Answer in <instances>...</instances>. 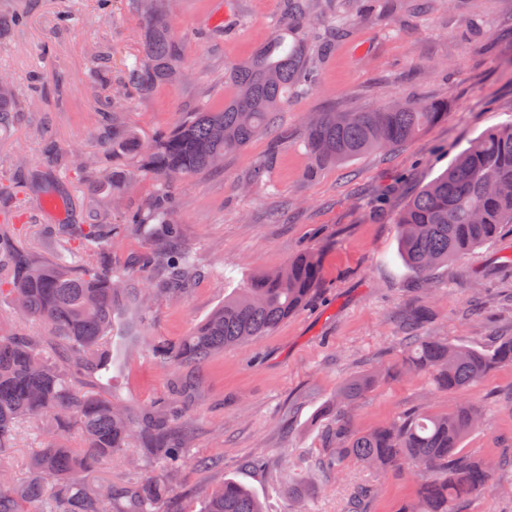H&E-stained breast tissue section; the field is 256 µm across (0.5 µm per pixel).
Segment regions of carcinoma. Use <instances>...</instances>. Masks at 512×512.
Wrapping results in <instances>:
<instances>
[{
  "label": "carcinoma",
  "mask_w": 512,
  "mask_h": 512,
  "mask_svg": "<svg viewBox=\"0 0 512 512\" xmlns=\"http://www.w3.org/2000/svg\"><path fill=\"white\" fill-rule=\"evenodd\" d=\"M146 15L142 58L133 65L130 82L140 94L183 80L184 48L167 22L170 0H136ZM321 0H279L288 20L250 60L227 70L224 78L235 95L218 110L192 113L147 145L120 131V101L112 102V149L135 151L137 165L112 180L134 181L141 175L161 179L145 208L126 223L63 224L50 262L33 261L28 250L0 232V295L5 294L26 316L45 323L65 358L47 356L39 340L22 331L0 330V460L15 448L20 425L45 418L54 441L34 452L27 477L18 482L0 472V512H112V502L126 501V512H164L169 490L165 481L145 474L128 484L92 485L98 465L123 453L139 437L150 457L167 472L186 466L188 435L174 433L182 418L181 401L158 403L139 425L116 410L112 400L80 391L71 375L84 368L103 377L112 372V354L123 335L135 334L125 322L137 293L125 271L112 267L107 243L113 236H145L148 250L134 263L149 272L156 295L182 294L195 268L193 254L180 246L171 182H181L224 163L280 119L292 94H304L318 81L317 64L343 35L333 29L325 41L305 29ZM303 37L288 41L292 31ZM14 87L0 77V121L13 111ZM448 115L439 102H394L357 112H318L305 126L312 160L309 174L343 165L372 150H390L422 135ZM400 255L411 271L427 277L497 238L512 226V124L486 130L461 149L399 211ZM320 274L311 253H301L273 274H259L246 287L224 297L189 335L175 346L155 345L163 359L202 364L226 348L271 333L308 298ZM402 365L428 374L438 389L457 391L476 386L503 367H512V335L496 336L488 349L427 336L403 337ZM374 383L370 375L352 378L340 389L332 408L334 423L324 432L332 449L329 464L353 460L389 471L410 469L420 480L415 502L402 512H460L481 491L491 467L461 450L463 440L481 423V409L468 401L444 413L415 410L371 431L353 428L350 407ZM77 425L84 448L65 444L69 421ZM204 512H263L248 488L234 480L204 491Z\"/></svg>",
  "instance_id": "1"
}]
</instances>
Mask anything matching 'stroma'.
I'll return each instance as SVG.
<instances>
[{
    "label": "stroma",
    "mask_w": 512,
    "mask_h": 512,
    "mask_svg": "<svg viewBox=\"0 0 512 512\" xmlns=\"http://www.w3.org/2000/svg\"><path fill=\"white\" fill-rule=\"evenodd\" d=\"M280 19L278 0H172L169 23L192 78L140 95L125 83L144 31L134 0H0V73L16 90L0 126V176L11 181L10 195L0 197V229L48 261L59 225L97 214L124 223L156 181L144 176L117 194L98 192L99 173L130 162L112 153L102 105L121 94V124L145 142L187 113L221 108L234 93L225 69L250 57ZM316 26L345 35L321 59L318 86L282 112L290 138L265 180L246 183L277 141L274 128L223 166L176 186L174 218L196 260L187 294L147 299L140 337L124 346L112 380L89 371L75 379L78 389L117 396L135 413L171 397L176 381H192L181 421L192 463L169 480L168 512H202L201 489L228 479L248 486L264 512H352L364 488L374 492L368 512H397L418 487L410 471L327 463L323 431L332 418L325 408L337 388L395 368L407 323L416 335L478 348L512 326L511 232L425 281L403 263L393 222L469 139L512 123V0H433L426 14L412 0H376L363 17L338 0ZM398 98L445 103L448 117L390 151L308 176V113L361 111ZM75 153L93 157L95 169L79 175L58 166V157ZM304 250L319 258L320 278L307 304L270 335L201 365L153 354L155 341L179 342L251 276ZM422 309L428 318L413 322ZM466 399L484 415L463 448L493 472L488 490L463 512H512V367L462 391L433 389L423 373L389 376L359 401L354 422L368 431L413 409L443 413ZM48 441L41 420L21 425L5 461L15 479L26 477L29 457ZM146 469L163 467L135 441L94 480L125 483Z\"/></svg>",
    "instance_id": "1"
}]
</instances>
